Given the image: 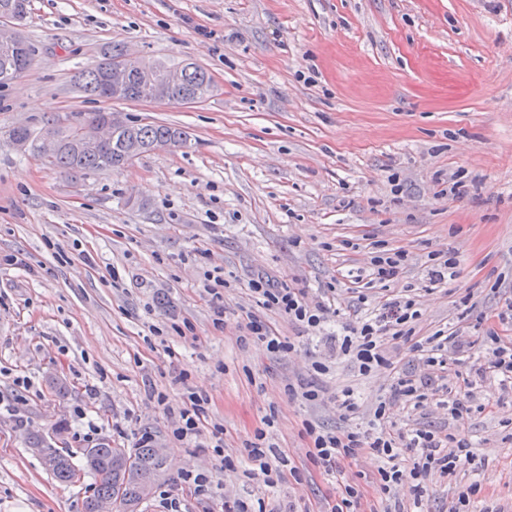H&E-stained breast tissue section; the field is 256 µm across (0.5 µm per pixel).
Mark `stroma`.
<instances>
[{
    "mask_svg": "<svg viewBox=\"0 0 512 512\" xmlns=\"http://www.w3.org/2000/svg\"><path fill=\"white\" fill-rule=\"evenodd\" d=\"M8 29L34 63L0 87V512H82L95 478L73 433L86 420L120 448L150 435L167 459L162 487L182 469L212 470L217 494L188 500L186 512H224L249 495L266 496L271 512L334 497V479L305 463L302 422L366 424L386 377L359 375L325 338L271 311L295 354L237 344L257 276L313 297L337 283L344 309L355 295L341 275L368 268L380 243L408 255L397 286L416 289L422 334L459 326L468 292L484 329H499L497 309L512 296V0H29ZM114 43L196 62L212 95L196 105L87 96L74 75ZM97 111L173 124L190 141L66 177L5 136ZM453 179L463 197L445 195ZM451 247L457 279L425 291L430 253ZM14 255L24 265L10 264ZM216 266L230 283L220 327L203 288ZM315 360L328 373H315ZM52 376L66 393L49 387ZM18 378L29 383L20 402ZM301 380L323 400L288 399L284 385ZM348 386L361 398L352 422L336 409ZM190 388L208 398L207 420L223 425L233 456L276 411L272 434L303 466L302 482L265 490L177 440ZM476 402L454 424L476 464L433 476L426 512H449L474 481L495 512H512V393L485 381ZM33 432L59 437L72 483L44 468Z\"/></svg>",
    "mask_w": 512,
    "mask_h": 512,
    "instance_id": "obj_1",
    "label": "stroma"
}]
</instances>
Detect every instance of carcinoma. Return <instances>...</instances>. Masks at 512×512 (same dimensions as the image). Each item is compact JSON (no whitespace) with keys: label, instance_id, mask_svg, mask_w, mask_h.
Returning <instances> with one entry per match:
<instances>
[{"label":"carcinoma","instance_id":"carcinoma-1","mask_svg":"<svg viewBox=\"0 0 512 512\" xmlns=\"http://www.w3.org/2000/svg\"><path fill=\"white\" fill-rule=\"evenodd\" d=\"M27 0H0V15L21 19L26 14ZM121 45L115 44L103 53L101 59L90 63L74 76L75 85L84 93L109 100H130L134 95L149 96L160 92L167 101L181 103L187 96L202 101L208 98L214 85L210 74L194 62L170 63L147 60L131 70L126 84L103 95L105 75L112 67V59L121 55ZM33 63V50L23 39L0 41V86L15 81ZM110 112H88L76 125L54 124L35 135L26 126L9 130L11 142L24 151L42 159L46 167L68 176L85 175L102 170L121 169L130 165V158L174 147L188 142L186 131L166 124L137 123L126 119L115 129L108 127ZM107 127L106 139L97 148L83 141L79 130L88 131ZM30 445L53 477L60 483H69L75 469L63 450L46 437L31 436ZM85 468L95 476L93 493L86 498L82 512H92L91 505L98 500H112L117 512H139L150 498L142 491L139 477L148 474L158 482L165 468V459L159 456L153 444H139L136 448H114L101 440L83 450Z\"/></svg>","mask_w":512,"mask_h":512}]
</instances>
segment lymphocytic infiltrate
Wrapping results in <instances>:
<instances>
[{
  "label": "lymphocytic infiltrate",
  "mask_w": 512,
  "mask_h": 512,
  "mask_svg": "<svg viewBox=\"0 0 512 512\" xmlns=\"http://www.w3.org/2000/svg\"><path fill=\"white\" fill-rule=\"evenodd\" d=\"M404 251H383L374 256L368 274H356L352 283L370 281L380 284L383 294L377 313H369L367 296L358 295L361 306L355 322L345 325L343 332L328 334L337 356L352 359L360 374L376 371L387 373L390 384L387 393L376 407L366 429H355L342 434L324 430L311 421H303V436L307 441L309 462L326 475L339 478L340 484L333 500L326 502L321 512H360L364 497L360 481L344 479L346 464L360 456L369 455L378 462L376 484L380 494L381 512H421L423 499L430 490L431 476L455 474L475 462L476 454L468 436L461 431L439 434L423 426L402 428L391 416L392 408L418 410L429 401H438L446 407L453 421H461L473 411L474 390L478 383L497 380L502 391H512V343H504L494 331L476 338L464 336L461 330L436 331L429 336L416 333L420 317L417 300L408 291L392 290L406 268ZM248 289L256 307L277 313L298 324L312 334L325 332L327 325L340 311L332 307L330 297L335 286L312 300L303 288L288 284H274L260 278L249 282ZM242 344H258L273 355L292 353L295 345L289 337L280 335L270 323L258 315H249ZM408 344L410 352L418 356L428 373L417 376L399 369L387 351L389 343ZM479 355L468 373L462 376L458 387L436 393L435 380L447 377L453 367L464 365L471 349ZM207 400L196 392L186 394L173 435L181 441L204 440L226 470L243 469L245 477L262 482L269 488L277 487L285 477L299 478L296 467L290 466L287 456L279 451L269 432L274 417L264 419L245 443L246 457L238 459L224 451V428L207 425ZM412 480L411 506L397 500L395 490L405 480Z\"/></svg>",
  "instance_id": "1"
}]
</instances>
